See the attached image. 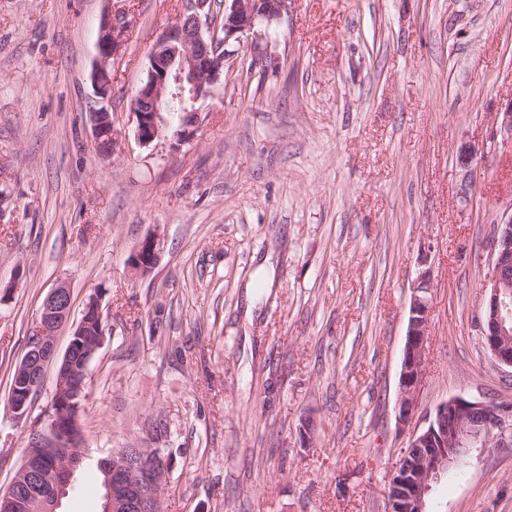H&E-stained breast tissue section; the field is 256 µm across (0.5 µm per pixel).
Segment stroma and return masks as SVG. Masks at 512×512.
I'll list each match as a JSON object with an SVG mask.
<instances>
[{"instance_id": "obj_1", "label": "stroma", "mask_w": 512, "mask_h": 512, "mask_svg": "<svg viewBox=\"0 0 512 512\" xmlns=\"http://www.w3.org/2000/svg\"><path fill=\"white\" fill-rule=\"evenodd\" d=\"M181 0H0V491L52 403L11 373L44 298L88 295L105 339L84 451L168 448L162 512H386L411 286L434 281L415 422L462 395L512 399L479 327L493 226L512 213V0H289L233 45L189 142L139 144L129 103ZM119 149L91 140L104 13ZM476 153L462 194V149ZM161 257L133 276L149 233ZM312 447H305L304 437ZM85 467L59 512H101ZM428 512H512V446L472 449Z\"/></svg>"}]
</instances>
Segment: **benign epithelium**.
<instances>
[{"instance_id":"obj_1","label":"benign epithelium","mask_w":512,"mask_h":512,"mask_svg":"<svg viewBox=\"0 0 512 512\" xmlns=\"http://www.w3.org/2000/svg\"><path fill=\"white\" fill-rule=\"evenodd\" d=\"M288 0H224V12L213 0H183L176 21L163 31L148 54L146 79L131 98L135 135L148 146L164 133L177 144L190 140L199 124L198 103L210 95L212 85L224 76L227 47L243 37L258 34V28L278 19ZM126 22L105 14L98 41V61L91 75L97 107L90 112L95 150L115 153L119 134L110 110L112 62L124 53ZM189 97L178 123H173L165 105L170 99ZM161 240L147 235L130 257L133 274L149 273L159 260ZM490 273L482 283L481 314L483 343L495 360L512 369V214L494 225L489 252ZM433 288L430 270L419 272L411 288L408 322L399 376V428L409 433V451L404 454L389 481L388 512H427L433 485L440 481L461 455L485 448L495 441L512 445V401H485L453 396L442 401L422 429L413 426L417 394L423 377L425 351L430 335ZM70 287L59 283L45 297L35 334L19 363L9 404L14 418L28 412L31 399L42 386L47 366L58 361L51 411L44 426L31 434L23 462L6 493H0V512L15 508L18 494L27 482L42 487L33 512H57L72 488L81 464L82 449L77 411L86 395L88 368L102 344L105 332L101 299L87 298L82 317L67 348L56 359V332L71 312ZM105 475L104 512H159L161 490L171 468L165 448H120L100 460Z\"/></svg>"}]
</instances>
